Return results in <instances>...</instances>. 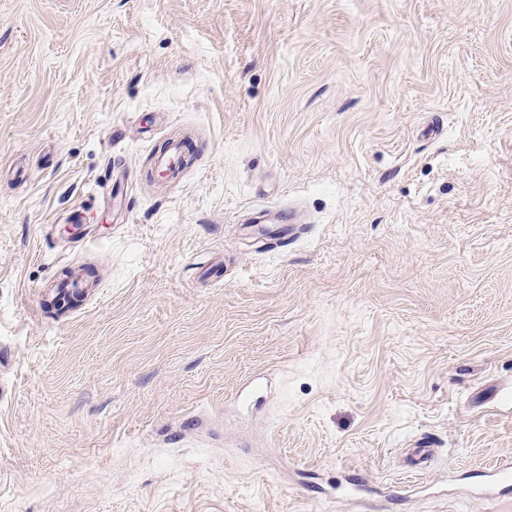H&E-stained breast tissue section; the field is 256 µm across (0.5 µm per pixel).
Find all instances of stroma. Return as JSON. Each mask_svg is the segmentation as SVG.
Segmentation results:
<instances>
[{"instance_id":"stroma-1","label":"stroma","mask_w":512,"mask_h":512,"mask_svg":"<svg viewBox=\"0 0 512 512\" xmlns=\"http://www.w3.org/2000/svg\"><path fill=\"white\" fill-rule=\"evenodd\" d=\"M506 461L512 0H0V512H512Z\"/></svg>"}]
</instances>
